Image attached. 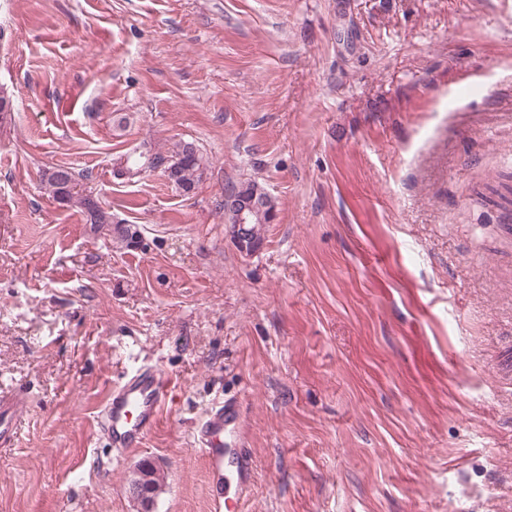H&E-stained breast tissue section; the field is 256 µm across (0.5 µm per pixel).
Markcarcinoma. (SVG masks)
<instances>
[{
  "label": "carcinoma",
  "instance_id": "cac0c4a2",
  "mask_svg": "<svg viewBox=\"0 0 512 512\" xmlns=\"http://www.w3.org/2000/svg\"><path fill=\"white\" fill-rule=\"evenodd\" d=\"M168 161V168L172 169L169 180L184 194L194 192L202 181L206 164L199 148L190 141L180 140L172 146L170 155L163 157L158 154L145 158L141 155L127 154L119 157L117 166L128 176H138L144 166L154 167V161ZM42 178L50 188L54 198L61 200L67 197V207L78 209L86 219V223L95 228L106 226L112 237L128 246L132 245L138 236V232L132 229L125 220H114L112 211L101 207L89 194L77 190L78 180L75 172L66 166H55L43 171ZM247 191L263 197L267 201L270 219L277 217V207L273 197L255 181L245 182Z\"/></svg>",
  "mask_w": 512,
  "mask_h": 512
}]
</instances>
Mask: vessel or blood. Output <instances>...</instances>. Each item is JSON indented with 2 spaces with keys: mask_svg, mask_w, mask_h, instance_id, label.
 <instances>
[{
  "mask_svg": "<svg viewBox=\"0 0 512 512\" xmlns=\"http://www.w3.org/2000/svg\"><path fill=\"white\" fill-rule=\"evenodd\" d=\"M170 391V378L155 368L140 367L125 373L108 390L100 409V426L112 446H141L160 420ZM26 405L20 391L0 400V447L13 445ZM242 423L237 401L218 402L206 411L194 436L207 463L208 487L217 512H243L252 494L254 466L244 446Z\"/></svg>",
  "mask_w": 512,
  "mask_h": 512,
  "instance_id": "obj_1",
  "label": "vessel or blood"
}]
</instances>
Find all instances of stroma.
<instances>
[{"mask_svg":"<svg viewBox=\"0 0 512 512\" xmlns=\"http://www.w3.org/2000/svg\"><path fill=\"white\" fill-rule=\"evenodd\" d=\"M0 512H212L197 422L244 409L245 512H512V0H0ZM194 141L193 194L114 161ZM65 165L139 233L93 232ZM278 216L247 245L224 195ZM176 383L140 448L98 425ZM66 176L64 183L61 176ZM42 178L50 188L56 201L61 203V196H66L68 208H77L86 219L87 224L94 228L107 226L112 237L126 246H131L138 236V232L132 229L125 220L115 221L112 211L101 207L98 202L89 194L77 190L78 180L75 172L66 166H55L43 171ZM69 184V185H67ZM171 379L153 367L123 375L108 390L100 409V426L113 448H138L155 428L168 403ZM27 405L23 392L0 400V447L12 446L18 435L20 415Z\"/></svg>","mask_w":512,"mask_h":512,"instance_id":"obj_1","label":"stroma"}]
</instances>
